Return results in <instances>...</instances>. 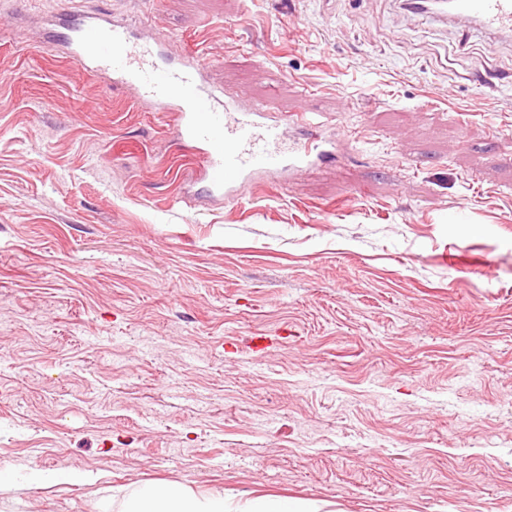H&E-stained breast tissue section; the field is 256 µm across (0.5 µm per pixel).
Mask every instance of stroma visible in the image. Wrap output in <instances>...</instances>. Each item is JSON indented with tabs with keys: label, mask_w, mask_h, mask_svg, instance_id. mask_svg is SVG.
Segmentation results:
<instances>
[{
	"label": "stroma",
	"mask_w": 512,
	"mask_h": 512,
	"mask_svg": "<svg viewBox=\"0 0 512 512\" xmlns=\"http://www.w3.org/2000/svg\"><path fill=\"white\" fill-rule=\"evenodd\" d=\"M106 11L335 156L212 196L175 118L44 45ZM0 512L146 482L512 512V36L400 0H0Z\"/></svg>",
	"instance_id": "1"
}]
</instances>
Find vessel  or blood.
Masks as SVG:
<instances>
[{
    "instance_id": "1",
    "label": "vessel or blood",
    "mask_w": 512,
    "mask_h": 512,
    "mask_svg": "<svg viewBox=\"0 0 512 512\" xmlns=\"http://www.w3.org/2000/svg\"><path fill=\"white\" fill-rule=\"evenodd\" d=\"M448 6L452 18L512 34V0H449ZM54 49L114 89L133 90L151 111L174 114V136L199 147L201 179L210 192L234 199L241 186L260 179L280 185L325 155L317 113L242 106L210 82L196 51L161 50L107 13L69 15ZM292 127L302 130V139H289Z\"/></svg>"
}]
</instances>
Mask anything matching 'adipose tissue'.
I'll list each match as a JSON object with an SVG mask.
<instances>
[{
    "mask_svg": "<svg viewBox=\"0 0 512 512\" xmlns=\"http://www.w3.org/2000/svg\"><path fill=\"white\" fill-rule=\"evenodd\" d=\"M121 512H308L299 501L258 497L239 506L222 493L196 495L181 484L145 485L124 497Z\"/></svg>",
    "mask_w": 512,
    "mask_h": 512,
    "instance_id": "1",
    "label": "adipose tissue"
}]
</instances>
